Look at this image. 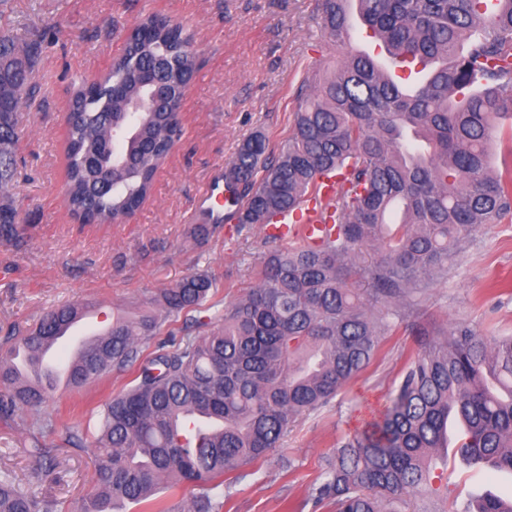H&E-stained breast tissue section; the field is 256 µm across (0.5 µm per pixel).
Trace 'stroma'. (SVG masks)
Returning a JSON list of instances; mask_svg holds the SVG:
<instances>
[{
	"label": "stroma",
	"instance_id": "35a3bbf8",
	"mask_svg": "<svg viewBox=\"0 0 512 512\" xmlns=\"http://www.w3.org/2000/svg\"><path fill=\"white\" fill-rule=\"evenodd\" d=\"M155 15L191 38L197 67L181 105V135L155 175L150 197L119 224H83L64 204L65 115L74 86L106 72L126 33ZM0 36L41 50L30 77L34 95L18 114L20 160L10 196L18 238L0 236V340L69 303L101 315L137 314L160 289L206 272L220 306L259 280L264 258L279 244L259 227L224 220L208 236L195 232L198 199L224 173L244 139L263 132L272 148L291 136L297 89L310 75H329L348 53L374 52L363 25L341 45L322 35L318 0H0ZM404 318L376 360L320 411L302 416L250 476L224 488L223 512H314L311 488L337 442L362 428L399 382L422 340L444 339L459 325L491 336L512 335V221L470 233L447 277L406 299ZM132 372H106L74 390L58 383L44 406L58 428L78 430L79 447L54 434L18 433L0 420V471L52 500L55 512H78L94 491L95 439L101 411L129 384ZM54 451L44 481L34 443ZM433 512H464L486 494L512 496V473L466 464L455 446L432 461Z\"/></svg>",
	"mask_w": 512,
	"mask_h": 512
}]
</instances>
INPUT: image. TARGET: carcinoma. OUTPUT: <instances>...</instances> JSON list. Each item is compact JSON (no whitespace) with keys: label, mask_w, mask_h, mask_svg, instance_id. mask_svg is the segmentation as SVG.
I'll return each mask as SVG.
<instances>
[{"label":"carcinoma","mask_w":512,"mask_h":512,"mask_svg":"<svg viewBox=\"0 0 512 512\" xmlns=\"http://www.w3.org/2000/svg\"><path fill=\"white\" fill-rule=\"evenodd\" d=\"M321 0V26L342 43L353 18L396 67L417 75L398 83L369 53L343 57L328 78L304 79L294 130L273 153L257 132L224 172L236 223L268 226L319 193L321 241L268 255L258 284L224 308L222 325L202 332L212 280L192 273L131 316L112 311L111 330L71 368L81 388L107 370L136 366L130 386L101 412L94 482L82 512L107 504L170 512L160 488L193 484L188 512H222L210 491L224 475L268 457L298 418L326 407L376 358L403 314L398 304L448 272L475 228L512 220V148L491 162L498 124L512 118V0ZM184 30L147 16L94 84L72 93L66 115L64 196L70 213L100 224L130 217L180 137L177 109L192 74ZM37 47L0 37V232L17 233L7 190L14 176L16 114L28 98ZM85 306L54 309L0 344V418L20 431L54 429L42 412L49 386L24 377L21 348L37 354ZM185 317L184 333L144 345L163 323ZM360 432L336 453L312 488L331 512H405L427 492L429 454L444 447L448 423L463 425L462 456L512 473V336L461 325L427 340ZM220 431H202L198 415ZM41 481L52 449L34 444ZM0 512H54V504L0 472ZM466 512H512L488 496Z\"/></svg>","instance_id":"obj_1"}]
</instances>
